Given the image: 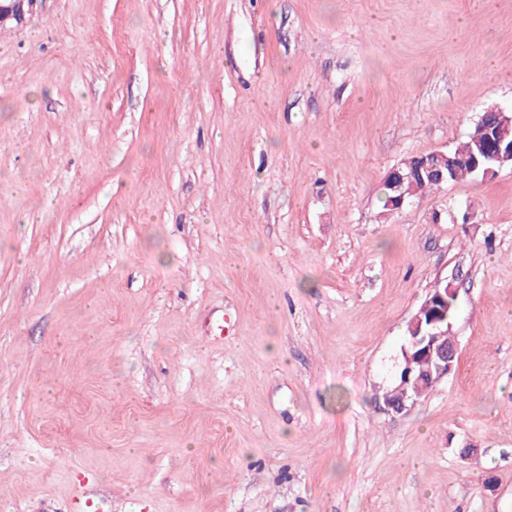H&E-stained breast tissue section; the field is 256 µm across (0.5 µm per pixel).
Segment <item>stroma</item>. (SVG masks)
<instances>
[{"mask_svg": "<svg viewBox=\"0 0 512 512\" xmlns=\"http://www.w3.org/2000/svg\"><path fill=\"white\" fill-rule=\"evenodd\" d=\"M491 106L512 0L0 30V512H512V167L382 208ZM445 279L458 365L388 411Z\"/></svg>", "mask_w": 512, "mask_h": 512, "instance_id": "obj_1", "label": "stroma"}]
</instances>
